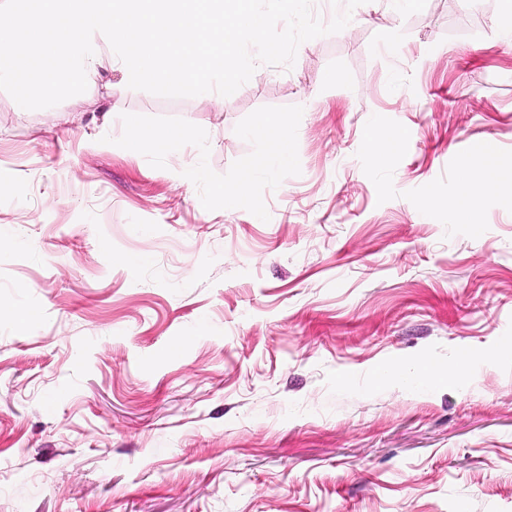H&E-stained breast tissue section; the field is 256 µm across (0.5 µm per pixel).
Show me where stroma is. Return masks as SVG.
Returning a JSON list of instances; mask_svg holds the SVG:
<instances>
[{
    "label": "stroma",
    "mask_w": 512,
    "mask_h": 512,
    "mask_svg": "<svg viewBox=\"0 0 512 512\" xmlns=\"http://www.w3.org/2000/svg\"><path fill=\"white\" fill-rule=\"evenodd\" d=\"M499 10L367 0L215 108L116 70L46 109L0 91V512H512V172L475 223L444 206L486 141L512 156ZM290 105L266 221L203 208L195 146L113 143L182 118L223 174L236 125ZM397 141L398 136L375 129L371 130L367 136L368 146L372 153L381 161H384L388 154L393 151ZM466 357V353H460L459 359L451 364H448L446 366H433L429 365L427 363H422L420 366V373L421 376L428 381H438L445 379L447 380L448 377L456 375V373L459 371V367L461 362Z\"/></svg>",
    "instance_id": "1"
}]
</instances>
